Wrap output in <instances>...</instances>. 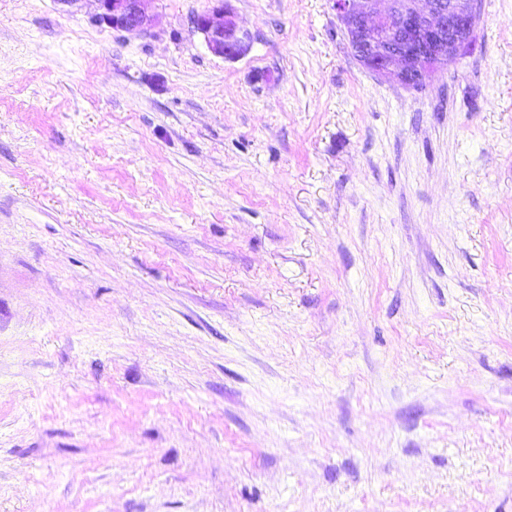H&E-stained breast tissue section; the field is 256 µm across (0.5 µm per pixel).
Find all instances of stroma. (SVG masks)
<instances>
[{
	"instance_id": "1",
	"label": "stroma",
	"mask_w": 512,
	"mask_h": 512,
	"mask_svg": "<svg viewBox=\"0 0 512 512\" xmlns=\"http://www.w3.org/2000/svg\"><path fill=\"white\" fill-rule=\"evenodd\" d=\"M206 4L0 0V512H512V0L421 90ZM97 13L93 20L99 25L126 32L143 31L150 21L153 0H95ZM208 6L190 20L192 32L203 36L209 51L215 56L233 60L250 48L251 37L236 23L228 0H208Z\"/></svg>"
}]
</instances>
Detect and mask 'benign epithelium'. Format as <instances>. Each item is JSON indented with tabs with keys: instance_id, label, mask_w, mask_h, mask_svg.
Returning <instances> with one entry per match:
<instances>
[{
	"instance_id": "7a95c632",
	"label": "benign epithelium",
	"mask_w": 512,
	"mask_h": 512,
	"mask_svg": "<svg viewBox=\"0 0 512 512\" xmlns=\"http://www.w3.org/2000/svg\"><path fill=\"white\" fill-rule=\"evenodd\" d=\"M95 2L97 24L140 32L154 0ZM333 8L356 60L405 87L433 81L461 58L480 22L479 0H333ZM190 24L218 57L237 59L250 48L251 37L237 25L228 0H208Z\"/></svg>"
}]
</instances>
